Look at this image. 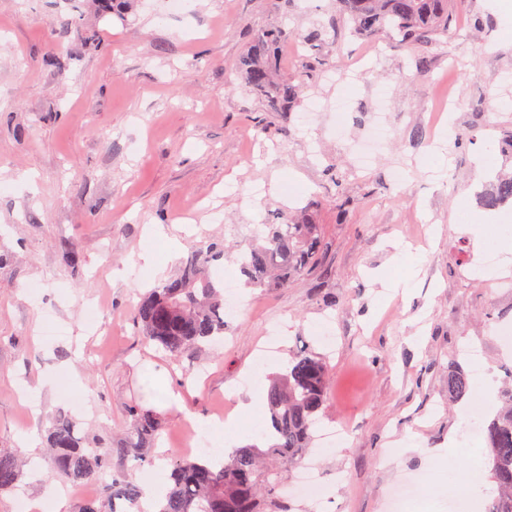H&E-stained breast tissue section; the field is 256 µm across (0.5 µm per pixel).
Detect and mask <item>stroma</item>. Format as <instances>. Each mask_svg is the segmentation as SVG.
<instances>
[{
	"label": "stroma",
	"instance_id": "1",
	"mask_svg": "<svg viewBox=\"0 0 512 512\" xmlns=\"http://www.w3.org/2000/svg\"><path fill=\"white\" fill-rule=\"evenodd\" d=\"M500 2L462 0L449 35L423 49L345 30L338 47L313 50L302 37L330 26L332 0H187L175 15L166 0H135L121 18L100 15L95 0H0V447L32 463L0 512L24 500L73 512L115 471L148 494L167 483L166 459L116 461L60 495L42 450L57 412L108 445L125 436L127 405L140 403L165 421L159 448L178 451L184 420L250 416L254 394L306 346L332 369L316 430H348L341 447L317 440L308 456L331 512H387L389 489L406 478L443 487L486 467L463 401L448 398V373L471 372L468 347L498 387L512 367L498 333L512 328V290L499 285L512 279V246L495 242L485 274L474 265L512 225V206L488 211L476 198L512 167V81L499 79L512 69V10ZM71 19L82 34L63 29ZM281 24L295 32L281 76L311 84L286 114L262 111L236 73L258 34ZM339 55L366 67L340 90L329 79ZM340 91L351 104L341 127L329 110ZM378 123L388 137L360 170ZM470 131L476 143L454 147ZM228 183L236 194L225 195ZM291 207L321 227L317 264L285 288L246 287L237 246ZM155 225L179 253L158 256ZM421 238L425 249L396 257V244ZM212 239L226 247L212 274L233 279L242 299L230 343L199 362H168L137 340L132 310L180 254ZM328 314L330 338L312 335ZM276 322L287 331L267 355ZM196 371L204 379L184 387ZM32 389L30 405L22 394Z\"/></svg>",
	"mask_w": 512,
	"mask_h": 512
}]
</instances>
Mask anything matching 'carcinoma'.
<instances>
[{
  "instance_id": "carcinoma-1",
  "label": "carcinoma",
  "mask_w": 512,
  "mask_h": 512,
  "mask_svg": "<svg viewBox=\"0 0 512 512\" xmlns=\"http://www.w3.org/2000/svg\"><path fill=\"white\" fill-rule=\"evenodd\" d=\"M461 0H336V23L331 30L314 28L304 36L312 47L336 43V32L347 27L360 38L392 34L408 47H422L448 34ZM293 31L272 27L258 35L243 63L248 92L268 112H288L304 86L281 77L279 49ZM484 208L495 210L512 202V173L501 171L480 196ZM252 239L240 263L252 288H282L318 259L321 228L290 217L284 224H266L251 230ZM224 257V242L190 252L179 260L177 273L140 295L133 314L135 333L146 344L177 360L200 354L224 338V285L209 274L211 264ZM332 372L326 359L308 348L289 362L285 374L263 393L271 432L265 448L248 445L233 450L228 460L191 459L176 451L167 454L171 483L156 500L157 512H291L281 502L282 466L296 464L313 440V430L327 401ZM502 390L501 406L479 425L487 463L497 484L488 512H512V372ZM469 390L466 373H448V397L461 399ZM131 431L119 447L106 449L81 436L75 416L58 413L45 432L51 474L70 484H82L112 468V456L153 463L148 452L163 429L161 416L138 404L128 406ZM26 459L20 451L0 448V497L15 490ZM141 489L124 476L112 477L103 496L87 500L76 512H116V502L139 508Z\"/></svg>"
}]
</instances>
